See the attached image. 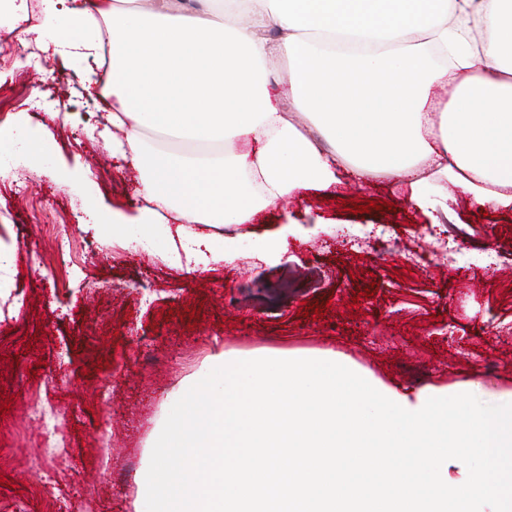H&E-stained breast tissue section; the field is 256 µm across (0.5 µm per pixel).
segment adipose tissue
Here are the masks:
<instances>
[{
	"instance_id": "1",
	"label": "adipose tissue",
	"mask_w": 512,
	"mask_h": 512,
	"mask_svg": "<svg viewBox=\"0 0 512 512\" xmlns=\"http://www.w3.org/2000/svg\"><path fill=\"white\" fill-rule=\"evenodd\" d=\"M147 24L112 0H41L42 22L22 29L60 49L79 40L108 51L107 125L123 130L112 153L144 170L149 207L136 217L86 213L127 249L152 251L178 237L186 251L232 258L233 239L197 224H249L300 189L327 190L343 163L361 178L405 175L426 208L422 168L442 172L478 209L512 210V0H205ZM276 27L278 41L265 31ZM356 43H396L398 52H336L308 31ZM287 62V101L261 74ZM451 86L430 106L432 90ZM308 117L334 145L325 152L287 118ZM174 138L150 149L147 134ZM49 140L24 127L0 131V152L28 166Z\"/></svg>"
}]
</instances>
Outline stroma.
Returning <instances> with one entry per match:
<instances>
[{
	"label": "stroma",
	"instance_id": "35a3bbf8",
	"mask_svg": "<svg viewBox=\"0 0 512 512\" xmlns=\"http://www.w3.org/2000/svg\"><path fill=\"white\" fill-rule=\"evenodd\" d=\"M0 24V126L12 125L31 100L54 149L23 176L20 195L0 182V241L15 244L0 270V512H18L33 486L57 512L85 505L93 512H136L137 477L151 459L154 432L172 407L170 396L206 369L217 352L345 356L392 385L479 383L493 404L512 390V211L483 215L465 200L446 205V181L429 180L428 210L409 199L394 176L361 182L340 171V184L299 190L261 210L253 223L229 228L241 256L233 264L186 272L161 258L105 244L100 226L82 221L84 198L135 216L145 207L139 172L113 157L104 140L103 65L81 45L59 57ZM357 200L391 202L388 212L342 211ZM295 220L279 263L251 257L250 238ZM69 254L53 251L59 229ZM415 264H408V254ZM374 296L351 302L352 293ZM330 306L317 320L301 302ZM200 307L198 320L190 308ZM112 378V464L92 461V419L99 385ZM39 391L73 453L44 448L29 416Z\"/></svg>",
	"mask_w": 512,
	"mask_h": 512
}]
</instances>
